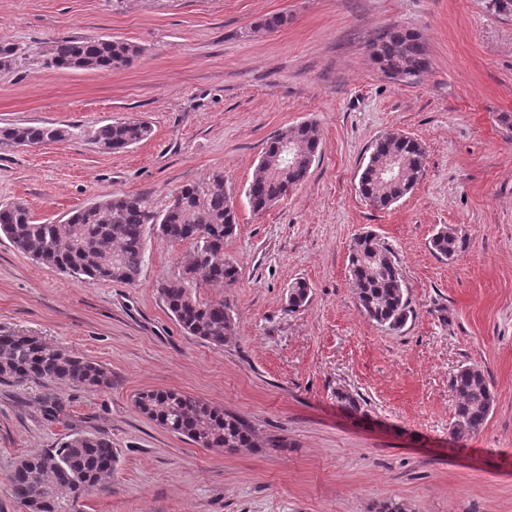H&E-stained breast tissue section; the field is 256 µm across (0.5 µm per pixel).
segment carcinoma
Returning a JSON list of instances; mask_svg holds the SVG:
<instances>
[{
	"label": "carcinoma",
	"instance_id": "cac0c4a2",
	"mask_svg": "<svg viewBox=\"0 0 512 512\" xmlns=\"http://www.w3.org/2000/svg\"><path fill=\"white\" fill-rule=\"evenodd\" d=\"M372 47L382 72L397 71L413 81L429 67V56L420 35L391 25L384 28ZM22 48L0 36V71L12 70ZM142 48L133 42L105 36L63 37L39 51L47 68L108 71L133 64ZM148 123L110 120L92 131L93 144L106 153L129 149L151 136ZM71 132L48 123H11L0 127V152L19 142L66 140ZM319 147L315 125L302 124L274 136L263 149L246 190L250 207L262 213L285 196V185L297 186L307 177ZM397 159L404 177L398 183H380L364 176L359 193L371 207L385 210L391 199L410 193L423 176L426 151L422 144L400 132L387 133L372 146L367 165L379 166ZM157 206L146 194H102L88 206L68 212L64 219L35 224L25 202L0 204V233L19 252L33 260L76 278L82 283L135 282L145 262L149 233L171 244L191 243L182 271L159 289L168 311L181 330L214 346H222L235 333L229 307L222 300H205L198 289L234 284L239 268L224 258V244L237 227V214L224 171L215 170L197 184L178 189ZM440 258L450 260L465 241L443 227L430 241ZM348 272L360 312L370 321L398 331L413 317L399 261L376 235L365 232L349 248ZM309 299V286L296 281L288 289V308L296 311ZM50 381L86 389L112 385L103 365L47 342L40 336L0 333V382ZM456 396L452 435L462 440L477 433L493 405L490 382L476 366L460 367L450 378ZM336 402L357 413L361 397L344 387L334 391ZM139 413L165 429L186 437L203 448L235 452L242 448H284L286 442L269 439L260 443L244 419L224 412L204 400L171 390H148L137 394ZM117 456L105 435L75 432L57 446L20 458L9 477L12 496L33 512H76L69 505V492L82 485L94 487L112 473Z\"/></svg>",
	"mask_w": 512,
	"mask_h": 512
}]
</instances>
